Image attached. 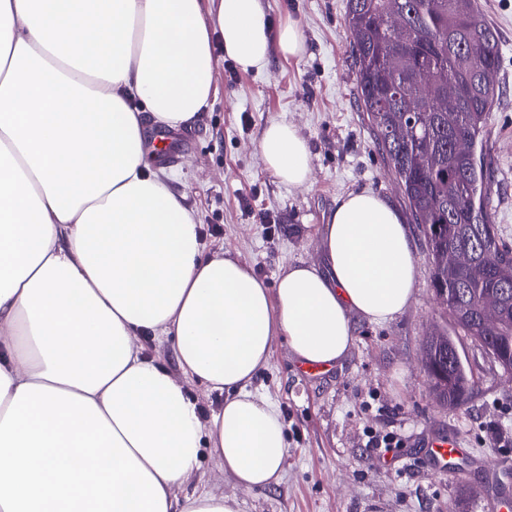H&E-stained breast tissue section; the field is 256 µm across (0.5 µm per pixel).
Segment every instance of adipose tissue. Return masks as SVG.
I'll return each instance as SVG.
<instances>
[{
	"mask_svg": "<svg viewBox=\"0 0 512 512\" xmlns=\"http://www.w3.org/2000/svg\"><path fill=\"white\" fill-rule=\"evenodd\" d=\"M203 2L0 0V512H239L199 489V456L248 490L281 479L278 406L249 389L275 340L328 369L357 321L415 299L410 229L367 190L337 198L322 265L274 284L207 250L145 131L209 107L214 42L245 72L305 42L261 0ZM259 148L281 183L310 181L292 123L271 121ZM146 333L173 341L176 370L144 353ZM191 380L224 396L210 419Z\"/></svg>",
	"mask_w": 512,
	"mask_h": 512,
	"instance_id": "1",
	"label": "adipose tissue"
}]
</instances>
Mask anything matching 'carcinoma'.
Wrapping results in <instances>:
<instances>
[{"label": "carcinoma", "instance_id": "obj_1", "mask_svg": "<svg viewBox=\"0 0 512 512\" xmlns=\"http://www.w3.org/2000/svg\"><path fill=\"white\" fill-rule=\"evenodd\" d=\"M393 13L406 19L396 32L388 23ZM345 24L361 109L423 236L433 286L447 290L449 320L481 349L512 360V247L492 224L487 164L456 149L460 141L478 146L486 137L500 89L482 74L499 67L497 32L478 0H348ZM423 72L431 91L418 98L414 84ZM450 83L463 88L454 103L446 101ZM403 126L414 129L407 141L391 135ZM457 249L474 255L472 268L448 271L443 258ZM492 295L499 296L501 316L487 326L478 312ZM424 348L438 400L450 409L463 406L473 377L462 359L447 358L454 337L432 336Z\"/></svg>", "mask_w": 512, "mask_h": 512}]
</instances>
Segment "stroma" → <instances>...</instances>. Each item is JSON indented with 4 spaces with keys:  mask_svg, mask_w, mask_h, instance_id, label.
<instances>
[{
    "mask_svg": "<svg viewBox=\"0 0 512 512\" xmlns=\"http://www.w3.org/2000/svg\"><path fill=\"white\" fill-rule=\"evenodd\" d=\"M347 0H262L272 26L295 20L302 56L272 54L262 71L229 76L217 64L210 107L177 141L163 169L187 197L209 249L225 248L273 282L281 268L320 262V229L337 198L370 190L410 219L400 185L381 154L357 94V73L344 25ZM499 37L500 87L486 143L493 181L491 207L500 236L512 244V0H478ZM273 120L295 124L311 153L312 177L301 187L276 180L263 166L259 141ZM275 224L266 227L264 217ZM413 243L418 284L412 304L388 323L357 322L345 361L319 376L303 372L278 340L254 393L277 402L288 434L279 484L236 491L211 450L200 459L199 481L216 493L236 494L239 512H488L480 495L500 458L481 439L493 419L512 427V380L469 337L456 340L474 386L450 409L432 394L421 362L427 337L451 332L448 310L436 297L421 235ZM402 440L380 460L372 431ZM453 433L475 456L454 472L426 464V443Z\"/></svg>",
    "mask_w": 512,
    "mask_h": 512,
    "instance_id": "35a3bbf8",
    "label": "stroma"
}]
</instances>
